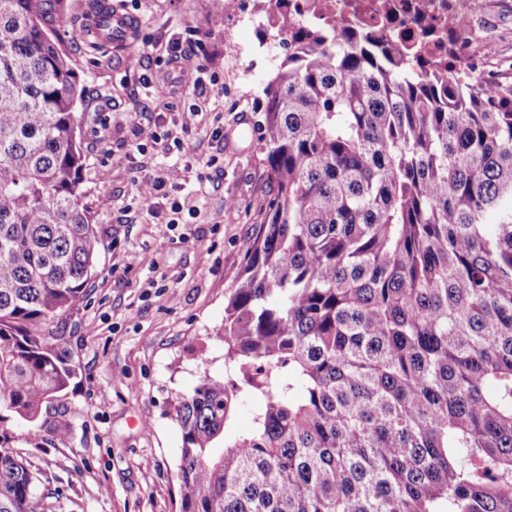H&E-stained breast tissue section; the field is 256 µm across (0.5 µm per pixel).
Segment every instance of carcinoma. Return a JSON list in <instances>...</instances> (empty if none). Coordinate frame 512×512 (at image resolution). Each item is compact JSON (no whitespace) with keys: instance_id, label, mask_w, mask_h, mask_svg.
<instances>
[{"instance_id":"obj_1","label":"carcinoma","mask_w":512,"mask_h":512,"mask_svg":"<svg viewBox=\"0 0 512 512\" xmlns=\"http://www.w3.org/2000/svg\"><path fill=\"white\" fill-rule=\"evenodd\" d=\"M62 4L0 0V512H33L4 423L69 387L48 326L101 246L84 86L44 29ZM274 25L259 126L277 191L225 303L224 377L174 403L179 512H512V84ZM262 405L263 403L261 401L255 400L247 406L238 405L234 416L225 426V438L234 437L246 432L250 428L253 414L259 411Z\"/></svg>"}]
</instances>
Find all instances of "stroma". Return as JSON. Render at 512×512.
I'll list each match as a JSON object with an SVG mask.
<instances>
[{
  "label": "stroma",
  "instance_id": "35a3bbf8",
  "mask_svg": "<svg viewBox=\"0 0 512 512\" xmlns=\"http://www.w3.org/2000/svg\"><path fill=\"white\" fill-rule=\"evenodd\" d=\"M123 4L137 19L130 46L92 44V0H66L58 32L86 89L81 190L103 245L84 298L49 326L67 337L75 377L37 423H7L37 476L36 512H178L173 403L224 374V301L276 191L258 125L283 55L271 31L225 20L224 0ZM175 39L204 65L205 94L166 60L135 64L146 45ZM169 169L196 215L172 214L165 199L155 214L139 207L138 182Z\"/></svg>",
  "mask_w": 512,
  "mask_h": 512
}]
</instances>
